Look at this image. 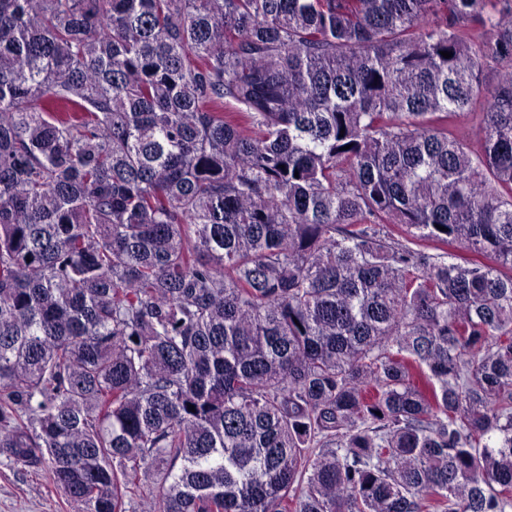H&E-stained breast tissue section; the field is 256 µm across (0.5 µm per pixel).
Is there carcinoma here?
<instances>
[{"label":"carcinoma","instance_id":"cac0c4a2","mask_svg":"<svg viewBox=\"0 0 512 512\" xmlns=\"http://www.w3.org/2000/svg\"><path fill=\"white\" fill-rule=\"evenodd\" d=\"M0 455L77 512H512V0H0ZM482 112H484V102L477 101L469 112L460 117L458 122V137L471 149L479 147Z\"/></svg>","mask_w":512,"mask_h":512}]
</instances>
